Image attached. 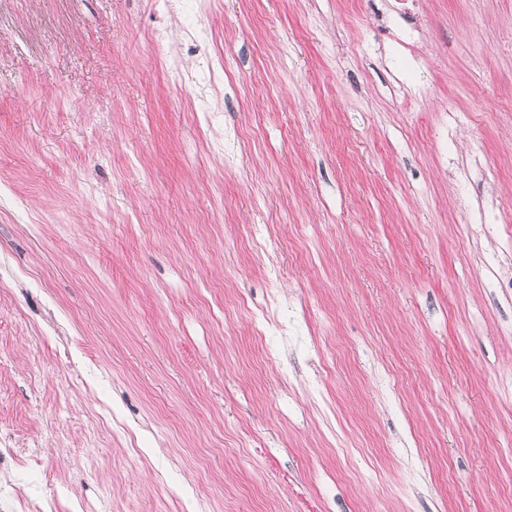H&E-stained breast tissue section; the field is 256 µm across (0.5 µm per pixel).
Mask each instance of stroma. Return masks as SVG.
<instances>
[{"mask_svg":"<svg viewBox=\"0 0 512 512\" xmlns=\"http://www.w3.org/2000/svg\"><path fill=\"white\" fill-rule=\"evenodd\" d=\"M388 2L0 0V500L512 512V0ZM0 467L15 472L20 480H24L31 468L42 461L43 448H29L26 452L20 453L18 448H10L2 434L0 435Z\"/></svg>","mask_w":512,"mask_h":512,"instance_id":"stroma-1","label":"stroma"}]
</instances>
